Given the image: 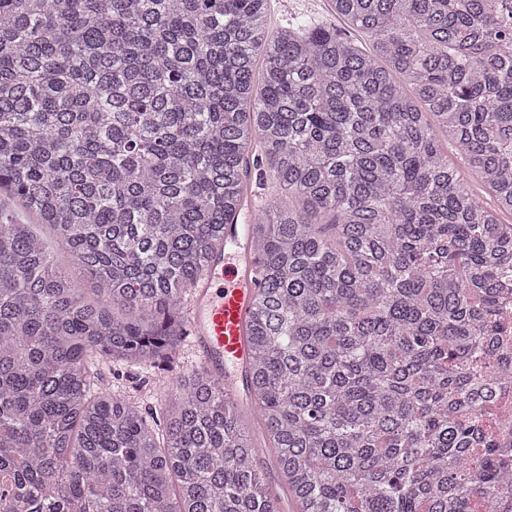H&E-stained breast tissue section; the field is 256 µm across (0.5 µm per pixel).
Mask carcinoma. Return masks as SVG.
I'll return each mask as SVG.
<instances>
[{
    "instance_id": "1",
    "label": "carcinoma",
    "mask_w": 512,
    "mask_h": 512,
    "mask_svg": "<svg viewBox=\"0 0 512 512\" xmlns=\"http://www.w3.org/2000/svg\"><path fill=\"white\" fill-rule=\"evenodd\" d=\"M267 3L0 0V193L96 284L0 209V512H277L258 435L296 512L512 499L483 413L512 275V0H330L370 54L272 34ZM256 145L255 416L193 367L159 436L95 365L167 367ZM445 150H448V163L452 166H455L460 171V173L470 182L475 193L484 202H488L489 204L493 205V199L485 192L483 185L471 177L469 170L467 169L461 157L458 155L455 147L451 143H448V149L447 145H445Z\"/></svg>"
}]
</instances>
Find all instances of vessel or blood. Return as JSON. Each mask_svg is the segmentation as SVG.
Returning <instances> with one entry per match:
<instances>
[{
  "label": "vessel or blood",
  "instance_id": "1",
  "mask_svg": "<svg viewBox=\"0 0 512 512\" xmlns=\"http://www.w3.org/2000/svg\"><path fill=\"white\" fill-rule=\"evenodd\" d=\"M257 212L246 200L233 223L224 227L217 248L189 304L188 334L195 354L223 384L230 405H248L250 350L248 322L261 288V260L252 245Z\"/></svg>",
  "mask_w": 512,
  "mask_h": 512
}]
</instances>
